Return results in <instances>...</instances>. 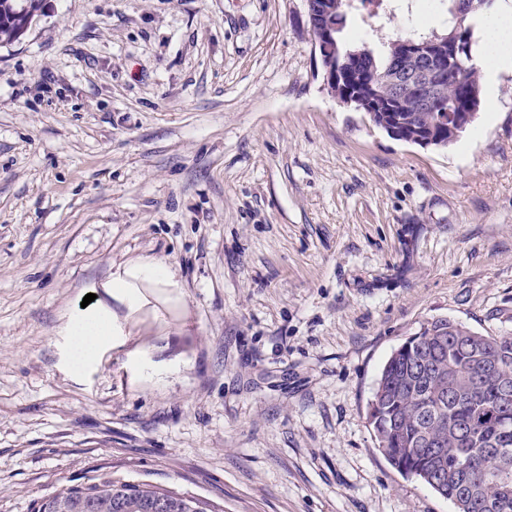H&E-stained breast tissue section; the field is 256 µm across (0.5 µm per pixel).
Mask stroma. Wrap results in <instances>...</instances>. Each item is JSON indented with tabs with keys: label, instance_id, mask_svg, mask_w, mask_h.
Returning a JSON list of instances; mask_svg holds the SVG:
<instances>
[{
	"label": "stroma",
	"instance_id": "stroma-1",
	"mask_svg": "<svg viewBox=\"0 0 512 512\" xmlns=\"http://www.w3.org/2000/svg\"><path fill=\"white\" fill-rule=\"evenodd\" d=\"M0 41V512L108 473L217 512H455L376 447L437 319L512 333V71L449 148L323 83L304 0H45ZM422 0L349 14L377 43ZM161 257L175 287L103 285ZM96 294L124 330L64 365Z\"/></svg>",
	"mask_w": 512,
	"mask_h": 512
}]
</instances>
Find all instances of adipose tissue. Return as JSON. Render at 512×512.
Segmentation results:
<instances>
[{
    "mask_svg": "<svg viewBox=\"0 0 512 512\" xmlns=\"http://www.w3.org/2000/svg\"><path fill=\"white\" fill-rule=\"evenodd\" d=\"M484 47L492 48L489 57H480L479 66L485 70L488 87H495L498 74L512 68V0H505L502 8L481 21ZM173 276L167 261L143 260L117 270L105 283L108 296L135 305L142 301L141 286H168ZM122 330L111 309L103 302L82 308L70 317L63 330L66 338L68 362L91 365L99 350L111 343Z\"/></svg>",
    "mask_w": 512,
    "mask_h": 512,
    "instance_id": "adipose-tissue-1",
    "label": "adipose tissue"
}]
</instances>
